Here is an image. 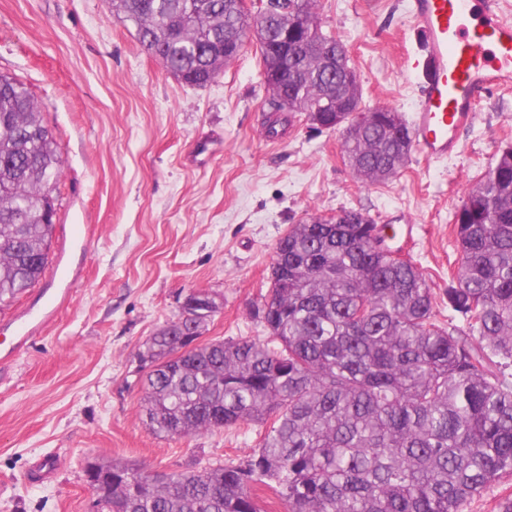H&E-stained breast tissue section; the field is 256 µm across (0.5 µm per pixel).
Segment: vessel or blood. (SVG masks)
Listing matches in <instances>:
<instances>
[{
    "label": "vessel or blood",
    "mask_w": 512,
    "mask_h": 512,
    "mask_svg": "<svg viewBox=\"0 0 512 512\" xmlns=\"http://www.w3.org/2000/svg\"><path fill=\"white\" fill-rule=\"evenodd\" d=\"M409 13L422 40L411 65L418 79L414 149L442 161L458 153L462 132L473 125L476 97L512 86V19L501 0H409ZM66 296L44 293L27 311L0 321V337L9 341L5 357L17 358Z\"/></svg>",
    "instance_id": "b4317fda"
}]
</instances>
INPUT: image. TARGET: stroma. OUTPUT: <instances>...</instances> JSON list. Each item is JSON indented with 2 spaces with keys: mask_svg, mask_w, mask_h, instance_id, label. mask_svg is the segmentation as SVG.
I'll list each match as a JSON object with an SVG mask.
<instances>
[{
  "mask_svg": "<svg viewBox=\"0 0 512 512\" xmlns=\"http://www.w3.org/2000/svg\"><path fill=\"white\" fill-rule=\"evenodd\" d=\"M404 0H318L324 33L342 39L362 108L410 115L418 53ZM0 72L37 100L64 160L57 226L86 246L54 321L15 360L0 363V512H94L85 464L191 472L240 461L264 426L156 435L140 418L139 353L189 293L217 309L207 340L266 339L256 314L279 239L312 216L357 210L410 224L402 249L434 290L457 256L454 213L466 190L512 144V88L483 92L459 153L411 155L383 184L356 180L340 131L307 119L267 136L271 93L255 41L205 87L176 81L140 46L107 0H0ZM52 478L28 474L38 460Z\"/></svg>",
  "mask_w": 512,
  "mask_h": 512,
  "instance_id": "1",
  "label": "stroma"
}]
</instances>
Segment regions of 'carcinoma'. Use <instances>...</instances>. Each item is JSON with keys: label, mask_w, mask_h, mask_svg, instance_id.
Here are the masks:
<instances>
[{"label": "carcinoma", "mask_w": 512, "mask_h": 512, "mask_svg": "<svg viewBox=\"0 0 512 512\" xmlns=\"http://www.w3.org/2000/svg\"><path fill=\"white\" fill-rule=\"evenodd\" d=\"M318 0L288 14L242 0H111L112 16L176 80L210 83L250 33L262 67L288 73L269 111L342 128L355 179L385 183L412 132L392 107L361 108L343 41L323 33ZM310 23L281 55L287 18ZM361 113L335 123L342 103ZM64 161L25 85L0 74V308L51 263L42 212ZM457 271L437 293L355 210L293 224L280 239L257 315L269 339L203 341L216 312L188 294L139 352L146 425L166 437L270 423L241 461L158 474L88 462L95 506L112 512H264L262 484L288 512H464L512 477V145L454 215ZM448 314H443V311Z\"/></svg>", "instance_id": "carcinoma-1"}]
</instances>
